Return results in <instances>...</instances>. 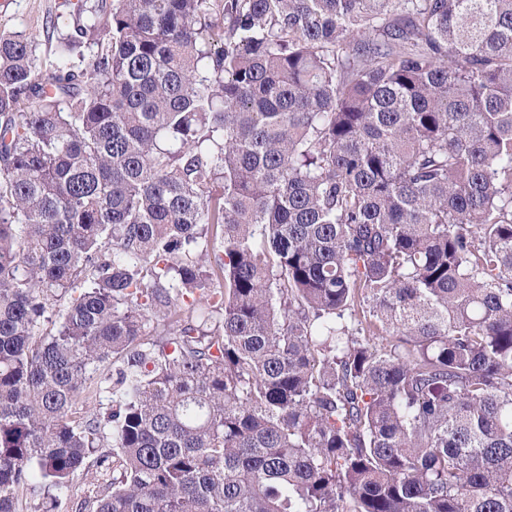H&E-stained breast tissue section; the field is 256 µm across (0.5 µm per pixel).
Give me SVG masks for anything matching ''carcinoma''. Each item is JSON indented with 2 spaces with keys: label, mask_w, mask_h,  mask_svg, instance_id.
<instances>
[{
  "label": "carcinoma",
  "mask_w": 512,
  "mask_h": 512,
  "mask_svg": "<svg viewBox=\"0 0 512 512\" xmlns=\"http://www.w3.org/2000/svg\"><path fill=\"white\" fill-rule=\"evenodd\" d=\"M70 7L0 31V512H512V0Z\"/></svg>",
  "instance_id": "1"
}]
</instances>
